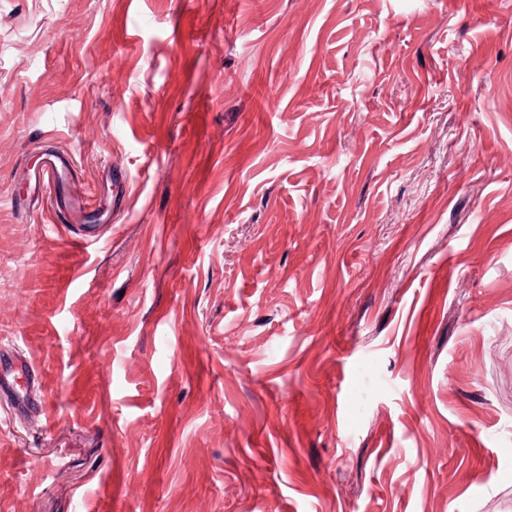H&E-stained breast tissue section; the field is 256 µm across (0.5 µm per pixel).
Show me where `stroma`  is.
<instances>
[{
    "label": "stroma",
    "mask_w": 512,
    "mask_h": 512,
    "mask_svg": "<svg viewBox=\"0 0 512 512\" xmlns=\"http://www.w3.org/2000/svg\"><path fill=\"white\" fill-rule=\"evenodd\" d=\"M0 346V512H512V0H0ZM52 157L53 158L49 159V162L46 165L48 168L46 173L47 184L52 186L55 192L56 215L60 220L66 222V224H72L73 221L77 219V215L82 213L84 204L83 201L68 196L64 189L65 182L60 181L57 177L61 171L68 173L71 172L72 159L71 157H66L62 154ZM1 364L0 350V394L12 396L21 409H28L40 399V379L26 358L13 356L4 358Z\"/></svg>",
    "instance_id": "1"
}]
</instances>
